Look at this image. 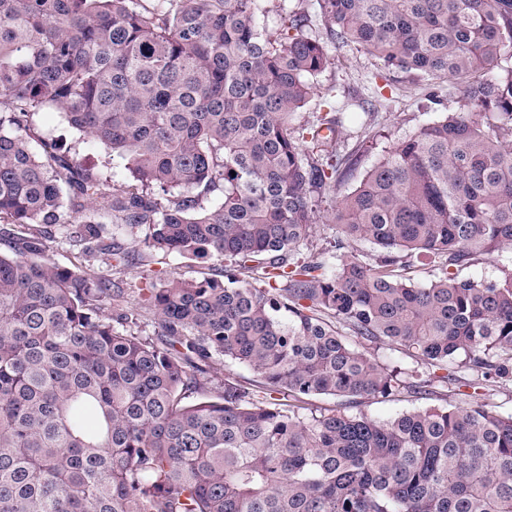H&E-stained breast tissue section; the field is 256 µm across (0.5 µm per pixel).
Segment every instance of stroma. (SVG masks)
Returning <instances> with one entry per match:
<instances>
[{"mask_svg": "<svg viewBox=\"0 0 512 512\" xmlns=\"http://www.w3.org/2000/svg\"><path fill=\"white\" fill-rule=\"evenodd\" d=\"M329 66L316 78L317 91L308 104L300 111L296 121L303 124L313 120L316 114L324 112L326 101L345 103L343 121L347 129L364 127L370 142L366 152H359L356 177L363 176L377 162L385 150L398 140L412 134L421 125L440 119L447 110L457 106V90L454 84L444 82L439 87L441 105H429L426 100L424 80L405 75H397L394 83L383 89L380 97H374L369 113H362L354 102L355 95H372L375 78L383 70V65L352 45L328 43ZM36 128L54 139L62 150L76 153L85 167L110 177L115 185L129 183L130 175L124 162L103 146L90 142L73 129L60 112L48 109L33 117ZM208 265L188 261L179 255H168L164 262L146 258L144 262L121 269L112 270L113 279L135 289L153 278L155 273H163L168 279L199 278L207 274ZM315 406L365 413L377 419H386L406 410L416 408V401H380L366 399L348 402L341 398L319 397Z\"/></svg>", "mask_w": 512, "mask_h": 512, "instance_id": "35a3bbf8", "label": "stroma"}]
</instances>
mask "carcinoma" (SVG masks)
I'll return each mask as SVG.
<instances>
[{
  "mask_svg": "<svg viewBox=\"0 0 512 512\" xmlns=\"http://www.w3.org/2000/svg\"><path fill=\"white\" fill-rule=\"evenodd\" d=\"M317 4L331 41L434 104L458 90L324 215L357 158L337 108L293 123L329 64L306 12L273 37L262 0H0V512H512V413L482 393L512 383V269L459 276L512 246V0ZM43 108L132 182L58 150ZM320 217L335 252L301 264ZM106 224L223 276L149 283L142 336L112 313L122 283L50 257L61 226L111 269L140 261ZM415 261L429 283L397 273ZM216 357L256 380L212 377ZM460 382L464 404L388 419L312 404Z\"/></svg>",
  "mask_w": 512,
  "mask_h": 512,
  "instance_id": "carcinoma-1",
  "label": "carcinoma"
}]
</instances>
